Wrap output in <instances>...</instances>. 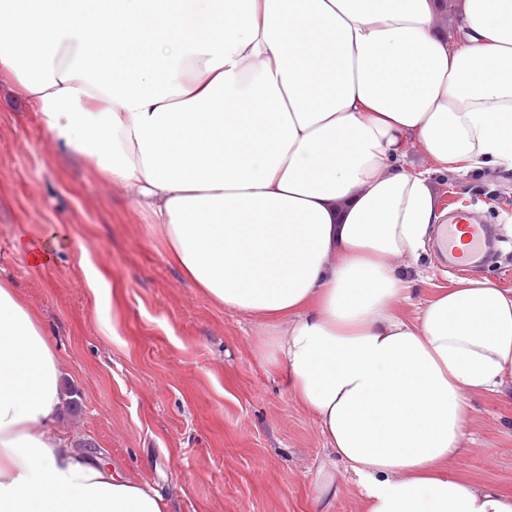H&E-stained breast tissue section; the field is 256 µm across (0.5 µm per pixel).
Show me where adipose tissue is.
<instances>
[{
  "instance_id": "1",
  "label": "adipose tissue",
  "mask_w": 512,
  "mask_h": 512,
  "mask_svg": "<svg viewBox=\"0 0 512 512\" xmlns=\"http://www.w3.org/2000/svg\"><path fill=\"white\" fill-rule=\"evenodd\" d=\"M454 10L452 46L439 0H0V73L53 140L258 319L325 440L314 512L340 465L362 512H512L457 468L471 397L512 393V290L474 275L408 314L396 266L444 219L435 176L512 178V0ZM61 412L49 339L0 285V512H166Z\"/></svg>"
}]
</instances>
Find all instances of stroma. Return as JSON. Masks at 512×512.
<instances>
[{
    "mask_svg": "<svg viewBox=\"0 0 512 512\" xmlns=\"http://www.w3.org/2000/svg\"><path fill=\"white\" fill-rule=\"evenodd\" d=\"M439 194L502 231L480 273L512 289V192L472 173L443 180ZM26 239L46 264L31 263ZM409 275L418 302L455 279L432 249ZM0 285L51 341L69 438L151 485L169 512H313L324 441L258 355V321L188 281L132 190L58 146L1 77ZM472 404L461 466L511 492L512 397Z\"/></svg>",
    "mask_w": 512,
    "mask_h": 512,
    "instance_id": "1",
    "label": "stroma"
}]
</instances>
